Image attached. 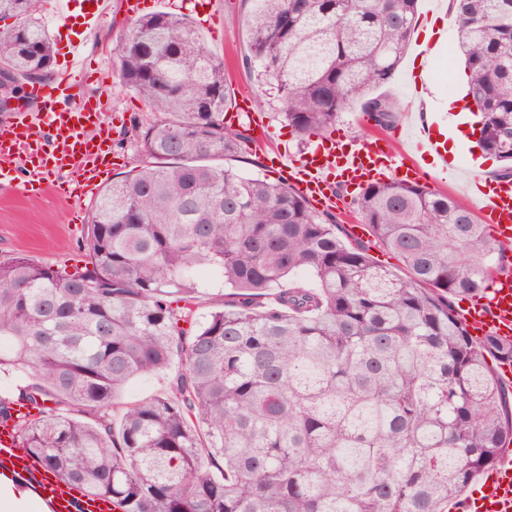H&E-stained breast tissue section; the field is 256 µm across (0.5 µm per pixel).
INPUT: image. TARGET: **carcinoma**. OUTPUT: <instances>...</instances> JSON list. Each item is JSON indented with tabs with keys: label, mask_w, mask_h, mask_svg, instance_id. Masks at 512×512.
<instances>
[{
	"label": "carcinoma",
	"mask_w": 512,
	"mask_h": 512,
	"mask_svg": "<svg viewBox=\"0 0 512 512\" xmlns=\"http://www.w3.org/2000/svg\"><path fill=\"white\" fill-rule=\"evenodd\" d=\"M418 0H258L249 61L285 121L320 134L354 102L381 127L400 116L373 91L408 48ZM482 105L483 149L512 130V0H450ZM36 0H0V66L19 87L53 45ZM120 83L155 114L134 126L139 160L91 210L82 267L0 258V369L30 382L0 421L59 480L113 512H448L512 444V392L455 297H483L504 249L488 225L421 184L359 192L364 244L285 185L210 159L250 137L225 123L224 60L186 17L135 19L115 48ZM229 292L194 321L199 271ZM279 286L273 299L268 291ZM190 327L185 328L183 324ZM173 370L164 397L107 409L128 383ZM95 418L90 424L73 413Z\"/></svg>",
	"instance_id": "cac0c4a2"
}]
</instances>
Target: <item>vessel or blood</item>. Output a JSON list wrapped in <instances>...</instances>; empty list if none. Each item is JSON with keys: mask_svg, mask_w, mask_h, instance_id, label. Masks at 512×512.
<instances>
[{"mask_svg": "<svg viewBox=\"0 0 512 512\" xmlns=\"http://www.w3.org/2000/svg\"><path fill=\"white\" fill-rule=\"evenodd\" d=\"M29 96L39 102L35 117L0 127V175L22 163L23 178L13 190L27 194L31 188L59 192L60 179L73 177L78 187L97 186L111 165L109 131L101 118L102 104L81 97L71 71L58 72L49 84L30 87ZM417 160L401 169L398 156L378 143H350L322 136L315 149L302 155L275 154L273 161L287 175L291 190L306 197L316 208L334 206L336 184L358 190L373 183L400 179L423 180L427 159L447 162L448 150L428 126L413 130L405 141ZM484 223L490 224L504 247L512 246V178L491 181L477 198ZM463 317L472 335L495 333L512 339V273L492 282L488 297L468 307ZM0 470L31 479L49 512H77L70 486L48 479L39 463L18 446L11 427L0 425ZM482 512H512V457H505L492 481V489L480 504Z\"/></svg>", "mask_w": 512, "mask_h": 512, "instance_id": "obj_1", "label": "vessel or blood"}]
</instances>
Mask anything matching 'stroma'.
<instances>
[{
	"label": "stroma",
	"mask_w": 512,
	"mask_h": 512,
	"mask_svg": "<svg viewBox=\"0 0 512 512\" xmlns=\"http://www.w3.org/2000/svg\"><path fill=\"white\" fill-rule=\"evenodd\" d=\"M192 24L198 28L206 48L223 56L228 67L232 88L236 95L249 94L261 99L260 111L266 117L267 127L261 138L249 142L246 152L234 158L232 165L248 175H260L277 180L278 175L267 166V155L277 151L300 154L311 151L318 138L304 139L284 122L282 105L274 91L263 84L256 70L246 62L249 53L247 19L251 0H211V14L197 11L192 0H175ZM38 16L50 32L55 55L53 71L72 68L84 95L101 98L104 108L102 119L110 129L112 153L120 161L113 170L112 179H119L135 163L136 153L132 139L134 121H149L151 112L141 99L123 88L114 66V49L133 21L125 11L124 0H111V8L91 32H83L80 17L63 19L56 0H38ZM444 17L441 28V46L436 53L429 77L423 90L411 93L408 77L409 66L419 53L422 32L435 17ZM455 17L447 7H433L431 0H419L416 26L410 46L392 80L381 87V95L392 98L402 110L396 125L381 130L375 127L359 106L342 112L332 128L343 139L371 142L376 138L397 135L413 122L423 121L420 111L423 98H431L439 106L436 120L444 127H452L455 116L445 110L448 99L460 96L462 89L455 79L464 63L456 49ZM84 38L85 51L78 67H71L68 47L71 40ZM471 141L459 144L454 161L448 168L429 166L430 189L452 196L466 207H474V181L472 163L476 156ZM96 194L51 195L29 194L15 196L11 191L0 190V257L23 253L35 261L57 265L83 259L79 245L90 221L91 207ZM333 214L348 237L362 241L369 247L370 255L395 273H402L403 266L396 255L380 248L363 224L353 196L339 195Z\"/></svg>",
	"instance_id": "obj_1"
}]
</instances>
